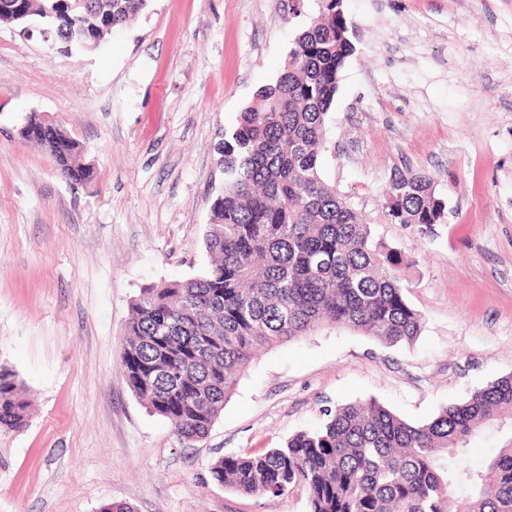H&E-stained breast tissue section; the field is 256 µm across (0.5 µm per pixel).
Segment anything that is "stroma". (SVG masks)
I'll return each mask as SVG.
<instances>
[{
    "label": "stroma",
    "instance_id": "stroma-1",
    "mask_svg": "<svg viewBox=\"0 0 512 512\" xmlns=\"http://www.w3.org/2000/svg\"><path fill=\"white\" fill-rule=\"evenodd\" d=\"M356 51L328 114L322 178L400 252L409 345L322 329L261 352L208 435L150 414L121 368L142 288L205 273L217 147L273 83L317 0H148L93 49L0 22V365L31 403L0 431V512H308L215 483L217 459L281 446L325 406L376 399L412 423L512 374V0H343ZM79 142L89 182L24 139ZM433 175L445 223H392L391 175Z\"/></svg>",
    "mask_w": 512,
    "mask_h": 512
}]
</instances>
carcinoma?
<instances>
[{
	"label": "carcinoma",
	"mask_w": 512,
	"mask_h": 512,
	"mask_svg": "<svg viewBox=\"0 0 512 512\" xmlns=\"http://www.w3.org/2000/svg\"><path fill=\"white\" fill-rule=\"evenodd\" d=\"M147 0H0V20L37 22L65 47L102 40L135 22ZM354 54L343 0H321L294 39L282 72L261 87L219 148L224 189L211 204L205 274L143 289L122 343L126 382L146 409L186 440L204 438L265 347L342 328L410 345L421 316L408 303L397 252L321 177L319 157L340 73ZM36 143L67 179L86 181L75 140L55 127ZM433 176L397 171L385 192L397 224L445 223ZM29 403L0 366V430L18 431ZM315 430L277 448L232 453L211 467L219 484L279 496L301 485L309 512H512V433L473 465L468 445L512 419V374L433 419L411 424L378 402L323 409Z\"/></svg>",
	"instance_id": "1"
}]
</instances>
